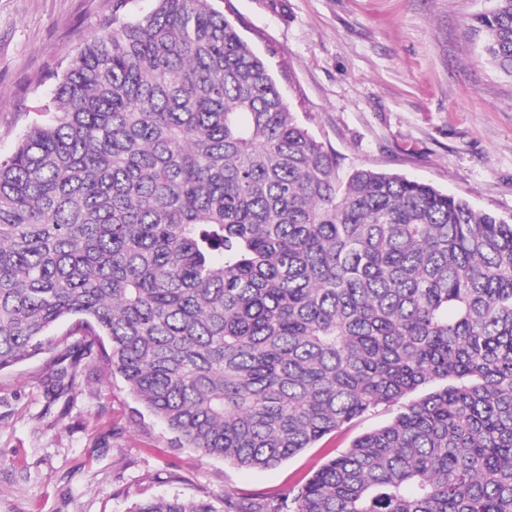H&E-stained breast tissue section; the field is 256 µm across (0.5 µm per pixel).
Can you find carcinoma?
<instances>
[{"label":"carcinoma","mask_w":512,"mask_h":512,"mask_svg":"<svg viewBox=\"0 0 512 512\" xmlns=\"http://www.w3.org/2000/svg\"><path fill=\"white\" fill-rule=\"evenodd\" d=\"M128 3L0 158V371L96 359L178 447L241 468L383 409L291 512H512V217L340 180L213 0ZM465 30L512 78V0Z\"/></svg>","instance_id":"obj_1"}]
</instances>
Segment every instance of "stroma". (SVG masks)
<instances>
[{"instance_id":"35a3bbf8","label":"stroma","mask_w":512,"mask_h":512,"mask_svg":"<svg viewBox=\"0 0 512 512\" xmlns=\"http://www.w3.org/2000/svg\"><path fill=\"white\" fill-rule=\"evenodd\" d=\"M488 0H217L262 53L290 107L340 175L370 167L512 215V80L466 39ZM112 0H0V156L110 14ZM50 355L0 371V512H132L162 494L279 503L282 493L382 425L375 413L271 469L175 445L120 377L81 362L54 392Z\"/></svg>"}]
</instances>
